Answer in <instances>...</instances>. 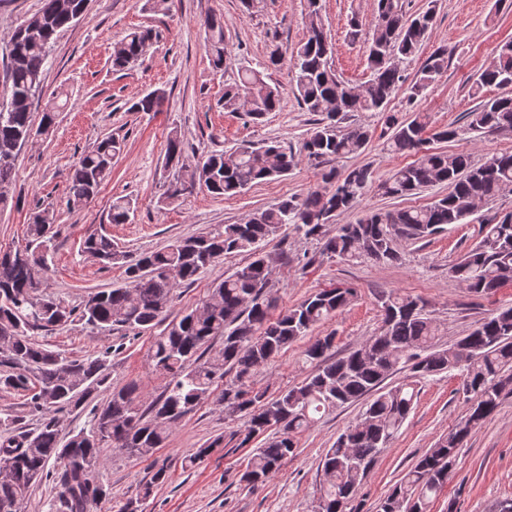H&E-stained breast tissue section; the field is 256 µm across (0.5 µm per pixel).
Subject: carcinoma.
<instances>
[{
	"mask_svg": "<svg viewBox=\"0 0 512 512\" xmlns=\"http://www.w3.org/2000/svg\"><path fill=\"white\" fill-rule=\"evenodd\" d=\"M87 0H43L39 13L24 21L25 32H13L6 72V100L0 105V206L8 201L17 176L18 154L33 131V101L42 95L43 75L58 34L75 25ZM372 25L350 19L351 34L364 35L370 79L361 85L341 80L333 65V44L321 18V0H308L306 34L292 52L293 93L302 108L320 119L300 154L277 144L243 141L230 152L209 153L195 166L183 163L181 133L167 136L164 169L171 172L158 210H167L196 186L218 197H232L291 171L304 157L318 168L330 159L361 153L370 141L369 127L351 122L352 113L381 116L392 130L386 150L413 154L416 159L375 183L370 167H356L344 177L331 169L321 173L323 187L282 198L237 224H216L206 232L180 238L155 251L131 255L105 234H91L83 252L103 266L124 268L123 285L98 291L78 308L45 292L51 272L48 260L53 215L37 209L25 225V246L0 253V389L26 396L29 409L43 416L32 433L0 434V512H19L34 484L46 480L56 489L47 512H97L108 500L109 487L94 474L102 449L114 445L131 456L145 457L163 447L173 427L200 403L213 399L224 414L242 421L235 431L238 446L270 436L253 449L240 481L267 482L293 455L299 436L312 427L315 415L365 401L359 420L327 449L322 459L324 480L313 512H351L378 455L391 447L417 400V383L443 372L459 371L456 393L465 414L418 457L378 507V512H431L448 484L456 463L457 445L466 440L512 394V306L502 307L457 343L436 345V325L420 298L391 292L380 298L382 325L367 344L335 354L334 334L318 336L304 351L316 370L300 384L277 395L250 384L251 377L313 328L336 316L354 296L344 286L320 289L298 304L273 315L266 294L272 266L264 250L288 228L322 241V254L353 262L381 255L380 263L400 259L406 241H422L465 224L475 203L495 200L512 187V153H494L480 164L464 153H447L431 142L466 136L480 141L492 134L512 133V95L485 98L483 89L512 86V40L502 43L493 63L482 70L471 95L479 104L467 113V124L448 126L427 135L428 116L414 112L404 120L387 111L392 94L406 86L407 104L415 106L448 70V52L434 51L412 80L394 60L415 55L425 41L434 13L407 19L399 0H374ZM200 26L212 67L224 68V18L205 16ZM155 34L135 28L117 44L112 56L116 71L134 67ZM271 54L259 68L244 67L238 79L224 86L226 112L245 111L256 121L276 110L281 90L267 71L279 65ZM164 94L151 91L131 105L133 112H157ZM110 135L85 151L71 172L68 193L76 203L92 197L112 174L123 152ZM448 193L423 206L369 211L354 224L336 217L357 206L376 189L393 198L412 196L436 186ZM132 199L112 200L109 220L124 224L134 211ZM249 262L214 283L196 306L151 337L147 362L165 380L162 393L143 407L140 387L129 382L114 387L107 370L110 350L71 359L36 342L30 332L81 321L91 332L119 327L139 333L165 319L178 290L192 284L207 268L232 254ZM449 275L471 293L483 296L512 283V212L494 224L481 225V239L450 266ZM219 345H214V341ZM407 367L412 380L395 386L384 382ZM232 379L225 380L226 375ZM106 399L92 406L88 425L68 438L60 436L56 414L89 404L95 391ZM70 449L69 462L57 459Z\"/></svg>",
	"mask_w": 512,
	"mask_h": 512,
	"instance_id": "1",
	"label": "carcinoma"
}]
</instances>
